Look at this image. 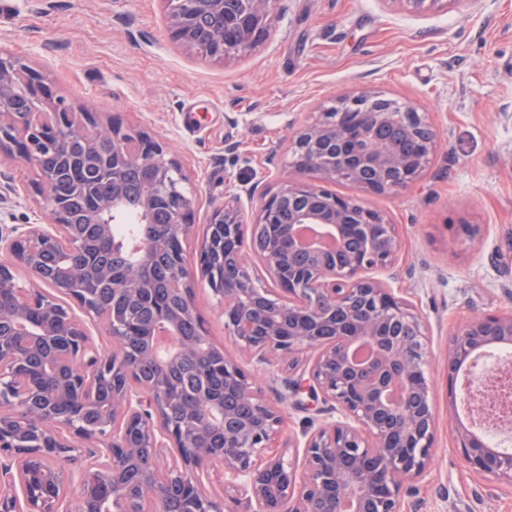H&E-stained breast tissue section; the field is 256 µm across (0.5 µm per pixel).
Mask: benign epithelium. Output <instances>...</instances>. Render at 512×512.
<instances>
[{
	"label": "benign epithelium",
	"mask_w": 512,
	"mask_h": 512,
	"mask_svg": "<svg viewBox=\"0 0 512 512\" xmlns=\"http://www.w3.org/2000/svg\"><path fill=\"white\" fill-rule=\"evenodd\" d=\"M170 38L189 51L206 41L218 60L256 47L269 33L277 0H165ZM201 13L220 14L224 27L204 37ZM21 100L24 108L14 102ZM406 128L412 148L403 153L381 135L387 125ZM83 142L97 160L112 194H99L89 222L112 244L111 227L123 211L121 184L135 169L141 178L140 221L150 223L158 204H168L167 244L171 274L183 299L176 310L155 309L156 323L144 337V358L161 368L152 380L137 379L125 358L124 340L140 333L137 316L110 315L89 302L95 278L73 271L59 288L43 273L45 251L70 255L79 249L69 235L65 199L54 175L42 165V148L64 151ZM437 148L425 119L409 102L361 93L335 100L312 124L296 133L293 171L260 202L251 236H246L240 197L212 208L193 261L186 242L195 224L198 199L183 188L187 176L169 146L124 125L111 115L77 109L57 95L44 73L0 52V155L31 165L42 198L41 221L0 236V290L14 294L0 321L41 318L37 332L0 336V512H98L112 499V512H167L174 493L190 512H403L402 485L422 475L431 460L436 413L427 372L429 351L422 321L413 306L396 296L385 279L373 276L395 264L399 239L383 213L336 195L325 185L346 175L359 189L398 192L416 184ZM294 203L290 223H279L285 201ZM321 224L338 246L310 253L299 264L297 229ZM156 243L140 236L117 293L149 299L141 270ZM260 263L269 280L251 273ZM28 275L19 283L18 270ZM219 297L224 328L237 348L268 362L274 354L297 368L295 356L312 352L310 367L288 379L287 398L296 408L301 395L339 412L304 433L303 449L278 444L281 410L259 395L252 377L200 324L195 337L182 324L200 319L197 284ZM79 308L103 324L112 348L92 347ZM512 342V315L483 314L462 325L448 348V394L457 406L462 366L473 369L484 346ZM39 346L57 349L64 377L46 391L26 381ZM200 353V379L219 374L224 388L195 394L199 403L183 421L170 418V405L187 399L169 380V370ZM234 390L250 408L238 420L224 405ZM90 411L97 424L82 421ZM459 451L471 471L512 485V452L493 448L465 426L458 428ZM94 461L82 472L79 495L67 499L71 465L87 451ZM222 468L230 504L219 507L206 492L203 476Z\"/></svg>",
	"instance_id": "1"
}]
</instances>
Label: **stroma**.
Wrapping results in <instances>:
<instances>
[{
  "label": "stroma",
  "mask_w": 512,
  "mask_h": 512,
  "mask_svg": "<svg viewBox=\"0 0 512 512\" xmlns=\"http://www.w3.org/2000/svg\"><path fill=\"white\" fill-rule=\"evenodd\" d=\"M165 0H0V50L47 73L75 107L120 114L176 150L198 197L194 237L213 206L245 189L276 191L292 161L288 124L314 122L337 96L379 92L411 101L438 136L423 178L399 193L346 181L336 195L395 224L394 293L421 313L436 411L432 460L402 490L404 512H512V486L473 473L457 449L465 410L449 412L444 353L482 313L512 314V0H279L256 49L220 61L167 33ZM35 171L0 157V232L39 212ZM478 225L475 239L458 222ZM212 339L285 394L287 366L238 351L219 300L198 286Z\"/></svg>",
  "instance_id": "35a3bbf8"
}]
</instances>
